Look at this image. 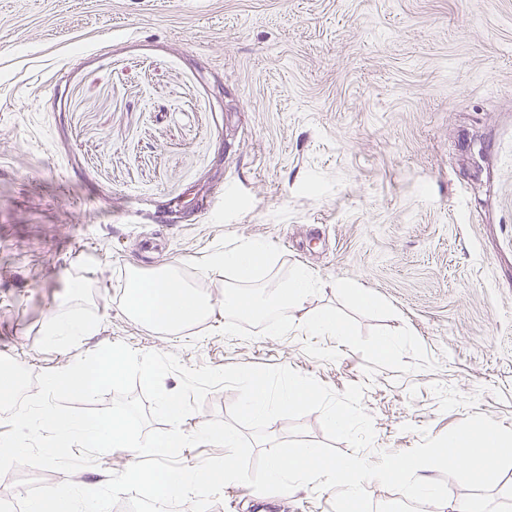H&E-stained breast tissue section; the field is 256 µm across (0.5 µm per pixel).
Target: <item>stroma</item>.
Returning a JSON list of instances; mask_svg holds the SVG:
<instances>
[{
    "instance_id": "1",
    "label": "stroma",
    "mask_w": 512,
    "mask_h": 512,
    "mask_svg": "<svg viewBox=\"0 0 512 512\" xmlns=\"http://www.w3.org/2000/svg\"><path fill=\"white\" fill-rule=\"evenodd\" d=\"M226 234L278 246L271 279L320 280L303 312L408 327L436 369L369 378L298 328L228 338L219 306L173 334L125 314L129 268ZM51 316L96 331L54 341ZM116 342L366 384L371 459L473 414L512 429V0H0V356L38 374ZM131 461L32 476L95 489Z\"/></svg>"
}]
</instances>
